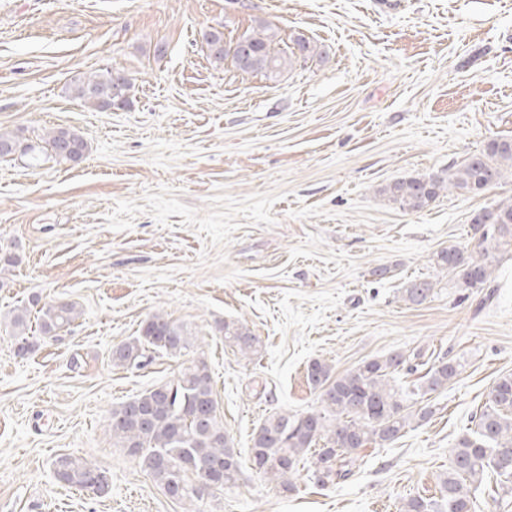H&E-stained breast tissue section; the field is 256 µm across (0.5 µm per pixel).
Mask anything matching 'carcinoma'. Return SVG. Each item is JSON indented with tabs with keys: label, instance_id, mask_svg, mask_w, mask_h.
Wrapping results in <instances>:
<instances>
[{
	"label": "carcinoma",
	"instance_id": "carcinoma-1",
	"mask_svg": "<svg viewBox=\"0 0 512 512\" xmlns=\"http://www.w3.org/2000/svg\"><path fill=\"white\" fill-rule=\"evenodd\" d=\"M248 52L240 54L224 45L223 34L210 32L206 42L214 59L232 57L243 70L263 71L275 78L291 59L272 51L271 36L245 35ZM131 83L120 71L106 69L73 81L75 97L98 110L119 108L129 102ZM50 153L61 162H73L83 155L86 141L76 132L59 128L46 140ZM16 154L38 162L39 150L21 131L0 132V158ZM512 177V138L490 140L485 147L461 163L439 173L394 180L378 189L388 201L407 211H419L445 191L476 193L477 185L488 180L495 184ZM492 221L484 227L472 226L477 242L473 250L445 247L433 257L435 266L454 273L466 288H481L500 262V248L512 247V201H500L489 212ZM433 285L414 280L403 291L405 300L421 303ZM38 332L56 336L81 315L77 305L67 300L45 303L38 310ZM17 350L28 351L29 309L14 310L10 320ZM196 337L183 325L154 315L139 335L120 344L112 353L116 364L141 369L153 353L180 356L194 347ZM224 344L254 354L259 340L248 328L236 322L224 324ZM463 364L446 354L429 362L420 352L390 354L367 360L346 374L335 377L330 365L314 360L307 367V380L319 391L322 409L302 415L276 413L268 416L255 431L250 448L253 467L265 477H275L286 489L297 475L306 455L313 458V476L323 485L344 479L351 473L353 454L369 445H384L398 439L414 419H425L432 410L414 408L411 393L396 386L399 375L420 376V391L426 395L448 386ZM472 432L461 438L452 450L451 469L441 484L438 500L412 498L404 512H476V497L469 485L491 469L512 477V374L499 377L488 399L473 418ZM112 441L138 459L165 493L179 502L200 503L204 497L199 484L209 470L224 466L215 491L236 483L241 469L240 453L224 434L218 416L213 381L203 361L184 367L170 383L153 387L112 408L109 418ZM102 470L91 462L71 455L59 456L54 464L58 482L95 495Z\"/></svg>",
	"mask_w": 512,
	"mask_h": 512
}]
</instances>
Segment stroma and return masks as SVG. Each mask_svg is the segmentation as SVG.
<instances>
[{
  "label": "stroma",
  "instance_id": "1",
  "mask_svg": "<svg viewBox=\"0 0 512 512\" xmlns=\"http://www.w3.org/2000/svg\"><path fill=\"white\" fill-rule=\"evenodd\" d=\"M262 30L274 52L303 39L315 53L269 79L215 60L205 39ZM110 68L131 79L126 106L71 93ZM59 128L87 141L81 161H0V253L16 258L0 265V512H193L108 424L199 359L242 458L205 512H400L439 498L453 447L512 374V259L489 300L433 256L472 248L473 218L512 200V181L417 212L378 189L512 138V0H0V129L39 140ZM415 279L434 287L420 305L403 299ZM35 295L82 315L21 355L6 315ZM157 313L194 349L114 365L113 348ZM228 322L261 351L226 346ZM419 347L459 358L461 373L428 394L427 420L359 449L348 480L319 486L306 459L287 490L253 468L265 418L319 407L312 360L339 376ZM62 454L104 469L109 491L57 482Z\"/></svg>",
  "mask_w": 512,
  "mask_h": 512
}]
</instances>
